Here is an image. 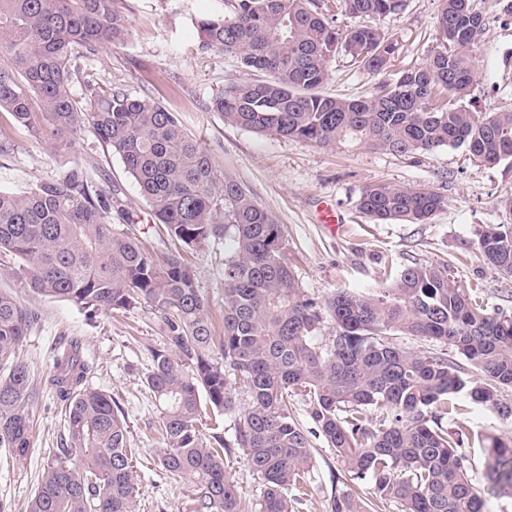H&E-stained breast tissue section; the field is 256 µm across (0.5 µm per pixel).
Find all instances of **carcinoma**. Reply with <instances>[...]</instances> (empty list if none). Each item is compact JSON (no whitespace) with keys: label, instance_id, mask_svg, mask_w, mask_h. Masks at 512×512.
Listing matches in <instances>:
<instances>
[{"label":"carcinoma","instance_id":"1","mask_svg":"<svg viewBox=\"0 0 512 512\" xmlns=\"http://www.w3.org/2000/svg\"><path fill=\"white\" fill-rule=\"evenodd\" d=\"M401 0H333L352 18L384 17ZM471 0H442L427 61L357 99L323 94L339 50L366 71L382 72L397 51L381 29L340 31L314 0H224V15L197 21L200 47L238 57L261 72L211 99V109L259 134L317 146L350 145L407 154L465 146L469 160L494 166L512 158V112L480 115L459 104L476 78L467 48ZM129 35L123 0H0V111L55 152L72 148L85 126L122 161L154 219L181 247L231 237L224 261V331L215 334L196 274L176 249L155 258L112 225V192L72 170L22 194L0 190V252L19 262L33 292L94 313L144 306L164 347L145 383L161 413L163 470L192 486L191 512H245L226 468L239 448L262 481L260 512H295L308 495L314 458L308 431L288 404L308 397L316 431L336 452L344 490L332 512H484L467 473L461 439L438 422L460 393L512 419L498 390L512 387V314L490 309L457 285L448 262L406 267L390 288L338 290L320 304L301 295L282 226L249 191L152 99L112 89L83 105L71 93L75 47L92 52ZM446 206L428 188L365 187L359 210L379 222H428ZM477 249L512 276V231L485 226ZM35 314L0 291V448L16 463L30 452L33 424L26 364L18 349ZM332 339L316 341L323 323ZM426 338L448 351L411 352L385 340ZM219 351L220 358L212 356ZM469 364L465 369L449 353ZM240 374L251 403L234 441L206 437L202 401L234 410L225 371ZM91 365L72 338L55 357L48 385L66 407L69 446L48 464L27 512H136L127 427L111 395L86 384ZM382 418L367 423L366 410ZM487 477L512 497V440L484 436Z\"/></svg>","mask_w":512,"mask_h":512}]
</instances>
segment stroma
Returning a JSON list of instances; mask_svg holds the SVG:
<instances>
[{
  "label": "stroma",
  "instance_id": "35a3bbf8",
  "mask_svg": "<svg viewBox=\"0 0 512 512\" xmlns=\"http://www.w3.org/2000/svg\"><path fill=\"white\" fill-rule=\"evenodd\" d=\"M126 5L128 40L92 54L74 53V97L85 101L116 87L174 112L183 128L282 224L304 298L319 302L340 289L361 295L387 288L405 267L444 259L462 288L488 307L512 313V277L487 264L475 247L484 226L512 228V211L504 206L512 198V159L494 167L477 165L462 146L407 155L356 146L318 147L225 122L210 110L211 98L225 87L251 83L261 75L236 56L199 45L197 20L223 14L224 0H126ZM472 5L484 16L486 27L469 49L476 80L464 104L479 113L512 112V0H473ZM440 9L441 0H403L397 11L377 19V27L398 42L386 70L377 76L352 64L345 54H336L328 66L324 94L365 97L380 81L423 64L435 47L432 36ZM0 129L8 133L0 146V190L21 193L82 170L93 184L114 189V227L136 234L153 256L167 253L163 227L154 223L150 206L119 157L106 150L92 128H85L63 154L17 125L8 112H0ZM372 184L429 187L447 204L425 224L377 223L358 208L362 189ZM324 204L336 210V230L318 221ZM231 249L230 240L216 238L187 255L219 332L224 329V260ZM0 289L10 291L37 316L18 350L32 390V450L20 464L0 451V504L8 512H26L48 462L68 441L65 406L49 390L46 378L60 343L77 337L93 365L89 385L111 394L127 423L139 512H188V489L157 463L160 412L145 383L152 353L163 345L153 315L141 306L91 314L73 302L36 294L25 287L17 259L7 252L0 254ZM458 402L467 426L462 450L468 475L487 512H512V499L491 490L478 442L479 435L488 433L512 440V421L499 419L491 408L470 403L466 396H459ZM311 445L313 491L297 509L331 512L342 465L323 437L313 436Z\"/></svg>",
  "mask_w": 512,
  "mask_h": 512
}]
</instances>
